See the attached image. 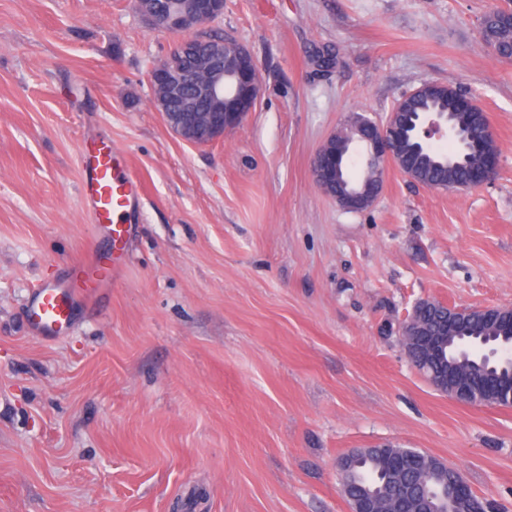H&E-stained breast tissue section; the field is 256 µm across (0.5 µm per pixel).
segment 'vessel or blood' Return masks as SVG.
Here are the masks:
<instances>
[{"label":"vessel or blood","mask_w":512,"mask_h":512,"mask_svg":"<svg viewBox=\"0 0 512 512\" xmlns=\"http://www.w3.org/2000/svg\"><path fill=\"white\" fill-rule=\"evenodd\" d=\"M80 193L112 248L123 244L141 217V186L130 169L120 165L110 138H99L83 149ZM121 268L111 251L88 248L62 279L43 283L33 291L25 310L31 333L53 339L72 331L78 307L95 303Z\"/></svg>","instance_id":"obj_1"}]
</instances>
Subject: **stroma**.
Returning a JSON list of instances; mask_svg holds the SVG:
<instances>
[{"mask_svg":"<svg viewBox=\"0 0 512 512\" xmlns=\"http://www.w3.org/2000/svg\"><path fill=\"white\" fill-rule=\"evenodd\" d=\"M512 0H224L215 31L261 94L193 146L153 106L174 35L134 0H0V512H349L336 471L392 443L455 465L512 512V406L471 407L412 367L422 298L512 307V58L483 43ZM487 112L495 179L435 190L386 166L367 209L311 165L352 112L384 119L421 83ZM143 194L123 268L75 329L29 333L28 299L89 246L85 138Z\"/></svg>","mask_w":512,"mask_h":512,"instance_id":"1","label":"stroma"}]
</instances>
